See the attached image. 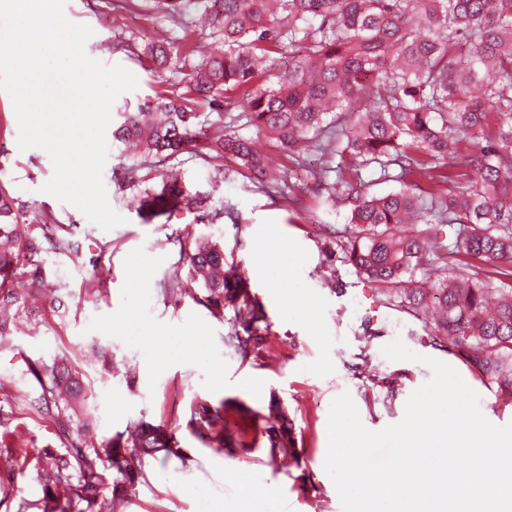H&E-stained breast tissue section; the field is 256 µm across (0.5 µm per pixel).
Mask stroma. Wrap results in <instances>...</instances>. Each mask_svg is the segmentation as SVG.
Returning <instances> with one entry per match:
<instances>
[{
    "mask_svg": "<svg viewBox=\"0 0 512 512\" xmlns=\"http://www.w3.org/2000/svg\"><path fill=\"white\" fill-rule=\"evenodd\" d=\"M63 14L93 34L88 57L103 66L119 65L137 79L114 108H136L146 98L182 96L188 73L214 41L203 12L184 25L168 20L158 0H136L123 9L117 0H64ZM196 46L187 65L158 70L144 53L156 36ZM18 123L10 97L0 92V188L15 200L20 223L41 214L75 227L79 250L44 254L49 274L57 275L69 296L65 309L43 306L37 329H22L0 346V374L23 359L66 357L94 383L77 422L62 430L18 409L14 397L0 396V434L23 437L29 447L64 452L67 433L105 444L142 421L173 431L178 453L166 460L145 459L134 484L125 486L115 512H237L240 483L255 487L251 512H342L335 485L324 468L332 401L350 393L364 426L377 431L398 423L411 393L430 380L423 357L456 368L480 396L479 407L492 424L512 422V401L497 399L459 360L431 345L427 333L405 314L368 299L370 285L346 261L347 208H330L307 194L310 169L296 167L276 143L261 139V151L285 170L281 183L256 189L245 170L204 154L184 153L170 160L191 194L207 196L209 210L230 208L232 217L202 221L198 211L178 213L170 225L144 222L131 203L134 191L122 186L120 170L128 162L109 147L102 179L112 208L123 222L102 229L76 207L43 193L53 175L49 154L18 147ZM222 181H215L216 169ZM302 196L292 208L283 187ZM210 235L224 246L225 264L247 281L264 315L256 324L248 353L232 338L239 331L234 308L214 317L201 304L205 290L188 274L169 287L181 266L169 231ZM290 242L294 254L274 265L259 263V245ZM107 270L99 294L86 295L97 266ZM306 299L312 317L286 305L287 297ZM160 336L149 344V336ZM419 354V361H392L382 348L394 339ZM223 405L230 429L246 432V447L228 450L203 442L189 421L196 404ZM280 407L297 443L292 455L271 458L262 418ZM44 487L18 465L0 460V512H42Z\"/></svg>",
    "mask_w": 512,
    "mask_h": 512,
    "instance_id": "1",
    "label": "stroma"
}]
</instances>
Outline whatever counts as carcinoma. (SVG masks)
Listing matches in <instances>:
<instances>
[{
	"label": "carcinoma",
	"mask_w": 512,
	"mask_h": 512,
	"mask_svg": "<svg viewBox=\"0 0 512 512\" xmlns=\"http://www.w3.org/2000/svg\"><path fill=\"white\" fill-rule=\"evenodd\" d=\"M189 2L165 0L175 22ZM211 19L222 38L194 67L189 92L201 99L224 93V111L247 112L264 136L300 161L320 152L307 191L326 203L351 205L347 262L397 307L424 323L440 347L497 394L512 399V0H214ZM147 52L161 71L189 57L169 41ZM205 121L184 98L146 99L118 113L112 141L132 146L162 166L179 154L203 150L241 163L256 187L275 182L279 162L250 138L225 125L201 140ZM378 170V181L398 188L365 194L346 178L353 169ZM335 179L329 180L330 173ZM204 200L177 181L144 188L138 210L146 221H170ZM426 224L420 232L405 224ZM458 224L453 249L444 228ZM64 224L48 218L18 223L14 199L0 192V339L22 326L37 328L41 311L29 305L42 293L57 309L66 294L48 279L42 253L77 249ZM188 272L202 283L201 303L216 316L231 305L249 348L261 312L242 280L224 277V248L210 236L191 240L175 232ZM433 257L446 276L431 288L413 286L417 267ZM482 262L511 281L494 285ZM28 287L16 288L18 277ZM0 376V392L23 393L37 412L60 422L78 416L92 392L61 357L24 361ZM191 423L196 435L219 447L243 441L224 425V408L201 404ZM270 448L294 439L268 420ZM174 434L160 426L133 427L120 458L112 448H89L78 438L70 450L30 449L16 437L0 454L16 463L34 460L32 478L49 476L68 490L47 493L44 512H114L113 502L133 484L145 457L174 452ZM121 479L106 494L103 466Z\"/></svg>",
	"instance_id": "cac0c4a2"
}]
</instances>
